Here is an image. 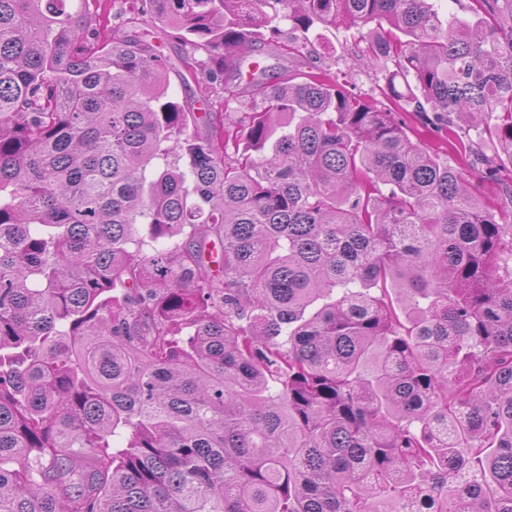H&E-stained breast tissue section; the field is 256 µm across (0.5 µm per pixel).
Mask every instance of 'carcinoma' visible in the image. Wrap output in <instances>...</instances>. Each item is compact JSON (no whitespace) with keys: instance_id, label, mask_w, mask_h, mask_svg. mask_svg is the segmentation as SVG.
<instances>
[{"instance_id":"1","label":"carcinoma","mask_w":512,"mask_h":512,"mask_svg":"<svg viewBox=\"0 0 512 512\" xmlns=\"http://www.w3.org/2000/svg\"><path fill=\"white\" fill-rule=\"evenodd\" d=\"M108 2L0 0V512H512V224L448 164L512 163V0ZM282 19L381 99L169 94ZM191 90H187V94L180 86L178 80L175 78L173 74H171L170 80V93L174 95L178 101H182L185 97H190L193 103V107L195 108V112H219L218 105L216 104L214 108H211L210 102L212 100H208L207 97H204V88L208 86L205 82H201L199 84L192 83Z\"/></svg>"}]
</instances>
